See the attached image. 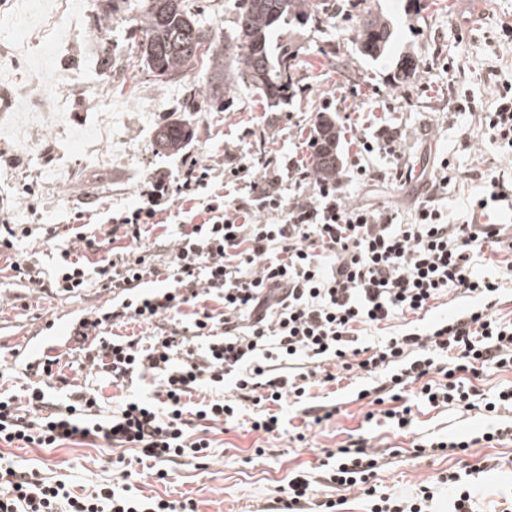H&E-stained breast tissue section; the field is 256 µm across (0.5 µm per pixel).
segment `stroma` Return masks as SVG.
<instances>
[{
  "instance_id": "35a3bbf8",
  "label": "stroma",
  "mask_w": 512,
  "mask_h": 512,
  "mask_svg": "<svg viewBox=\"0 0 512 512\" xmlns=\"http://www.w3.org/2000/svg\"><path fill=\"white\" fill-rule=\"evenodd\" d=\"M86 13L68 32L51 68L38 66L43 50L37 29H20L26 54L16 68L0 72V116L42 112L43 122L28 127L22 140L0 134V215L29 227L14 249L0 252V391L21 394L33 379L25 352L49 353L59 359L58 377L94 388L103 410H116L133 395L155 388L152 379L114 385L85 367L82 352L69 349L67 333L75 318L108 307L111 294L91 288L60 295L15 278L12 263H29L51 272L58 240L54 229L74 213L100 221L107 209L139 204L153 176L174 175L194 156L223 171L241 152L253 159L275 158L276 187L287 195L298 189L286 163H310L319 116L338 130L382 126L401 134V164L410 177L403 184L387 178L343 181L350 204L389 206L410 221L426 195L430 174L448 158L454 174L441 206L450 221L465 219L468 195L483 174L512 169V157L482 139L478 118L456 109V98L470 92L476 103L492 101L496 78L512 77V48L499 41L501 25H512V0H336L334 15L318 25H284L272 36L293 66L292 90L285 103L268 106L245 86L225 91L222 108L209 100L204 66L165 81L142 68L130 48L133 22L128 13L113 14L101 27L102 0H85ZM238 0H191V10L220 37H231ZM367 16L389 23L393 37L376 60L354 48L356 30ZM412 57V75L398 73ZM336 91L355 92L356 105H327ZM65 108L64 121L52 114ZM119 113L111 122V113ZM108 121L113 134L94 148L76 143L70 128L92 119ZM183 123L193 131L180 151L163 153L154 145L155 130ZM369 379H345L310 391L313 403H338L339 411L322 424L305 428L304 441L272 440L250 431L245 421L207 429L211 453L206 464L177 459L159 480L149 469L124 476L109 449L90 443L61 448H15L0 444V454L26 460L49 480L66 481L76 494L107 484L130 487L145 496L191 499L198 512H276L290 479L307 476L306 512H318L327 497L344 500L342 512H371L373 499L337 487L324 461L340 446L364 441L382 452L372 480L379 496L417 497L430 487L434 498L424 512H450L448 487L440 478L450 471L467 473L473 490L472 512H512V440L481 443L466 452L418 456L416 442L466 440L491 425L488 413L464 408L419 406L409 430L388 420H366L367 402L357 400ZM263 456H255V449Z\"/></svg>"
}]
</instances>
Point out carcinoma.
Listing matches in <instances>:
<instances>
[{
    "instance_id": "carcinoma-1",
    "label": "carcinoma",
    "mask_w": 512,
    "mask_h": 512,
    "mask_svg": "<svg viewBox=\"0 0 512 512\" xmlns=\"http://www.w3.org/2000/svg\"><path fill=\"white\" fill-rule=\"evenodd\" d=\"M334 0H239L236 31L221 41L204 29V23L188 8L187 0H138L140 18L134 31L144 36L141 63L157 77H173L185 69L207 64V84L213 97L239 83L276 104L288 98V58L273 60L269 33L293 20H317L332 10ZM392 32L387 24L371 20L356 30L355 49L361 55L379 57ZM319 149L311 171L317 178L332 180L338 170L336 125L325 119L317 130ZM192 135L187 125L160 126L157 146L180 150Z\"/></svg>"
}]
</instances>
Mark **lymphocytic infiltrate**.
<instances>
[{
	"label": "lymphocytic infiltrate",
	"instance_id": "obj_1",
	"mask_svg": "<svg viewBox=\"0 0 512 512\" xmlns=\"http://www.w3.org/2000/svg\"><path fill=\"white\" fill-rule=\"evenodd\" d=\"M461 112H479L480 132L502 152L512 154V79L497 83L493 103L478 109L461 98ZM360 149L348 171L360 180L376 172L370 155L389 158L392 180L404 172L396 138L387 127L357 132ZM451 163L441 159L427 196L411 222H398L388 208L346 204L339 180H315L297 167V181L311 184L306 201L273 192L256 179L251 162L224 171L225 184H246L244 196L226 199L212 193L202 210L180 218V235L164 263H153L141 243L156 226L163 202L187 200L209 187L212 168L190 159L172 177L157 176L142 193L141 204L106 219L110 250L96 234L81 230L75 215L65 230L70 243L46 280L62 294L99 288L112 293L110 307L79 318L70 334L82 344L86 361L112 382L159 377L153 398L131 399L104 413L95 391H71L65 400L47 401L42 379L53 378L58 359L46 356L36 370L40 381L24 396L0 395V443L26 448H59L84 441L110 450L131 449L135 465L177 458L204 460L210 439L191 437L195 421L224 425L244 407L254 408L252 431L280 435L278 405L303 402L315 384L368 375L387 369L384 381L364 389L398 428L413 421L406 386L432 407H474L475 393L460 373L476 368L512 369V321L495 314L501 288L512 282V225L449 223L439 201L448 187ZM507 253L499 274L487 278L474 269L477 250ZM156 284L145 292L147 284ZM470 303L426 332L407 330L374 351L358 345L362 332L396 318L420 315L442 298ZM214 308H207V301ZM135 321L150 335L112 334V326ZM233 377L231 396L191 403L201 385L223 386ZM338 486L373 498L371 512H422L430 499L377 497L370 480L377 453L363 445L343 446L335 455ZM0 512H196L191 500H166L124 494L104 485L74 494L62 480L0 455Z\"/></svg>",
	"mask_w": 512,
	"mask_h": 512
}]
</instances>
